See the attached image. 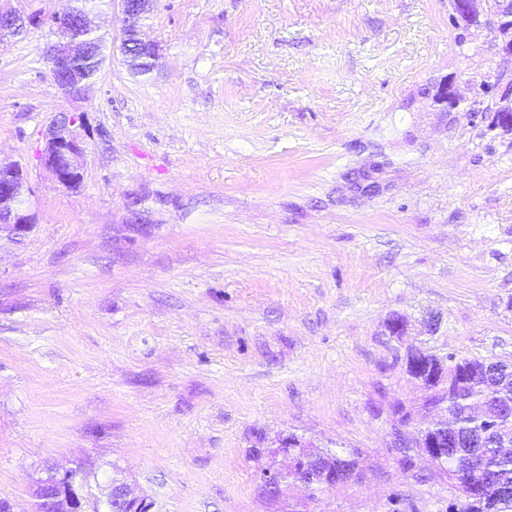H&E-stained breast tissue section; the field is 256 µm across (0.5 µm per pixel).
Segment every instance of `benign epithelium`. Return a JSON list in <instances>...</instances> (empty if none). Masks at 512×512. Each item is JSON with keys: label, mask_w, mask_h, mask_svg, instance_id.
<instances>
[{"label": "benign epithelium", "mask_w": 512, "mask_h": 512, "mask_svg": "<svg viewBox=\"0 0 512 512\" xmlns=\"http://www.w3.org/2000/svg\"><path fill=\"white\" fill-rule=\"evenodd\" d=\"M125 26L134 29V38L145 52L156 56L154 45L140 36L138 24L150 13L153 0H120ZM512 20V0H494V13L489 20V27L499 22ZM56 85L65 93L69 91H86L91 78L72 70L66 80L56 79ZM86 119L82 113H62L54 117L43 134L44 146L39 150L40 165L50 174L60 187L82 176L87 147L81 137ZM29 188L25 170L21 164L0 163V232L22 236L36 224L35 214L27 206L26 196ZM420 442L421 458L431 466H440L448 457V447L444 436L429 435L427 430L416 432ZM289 474L293 482L313 489L312 478L305 467L298 461H289L285 469H266L262 471V487L275 491L282 487V475ZM458 483L468 491L487 489L496 498L512 494V488L496 483L483 469L478 456L469 454L459 458ZM109 512H148L145 499L136 489L124 480L109 481L104 492ZM36 512H84L86 496L80 472L73 468H51L47 476L37 481L34 489Z\"/></svg>", "instance_id": "7a95c632"}]
</instances>
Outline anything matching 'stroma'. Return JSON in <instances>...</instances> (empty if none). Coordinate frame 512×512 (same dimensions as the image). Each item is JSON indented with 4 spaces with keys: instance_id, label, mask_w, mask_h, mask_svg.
I'll return each mask as SVG.
<instances>
[{
    "instance_id": "stroma-1",
    "label": "stroma",
    "mask_w": 512,
    "mask_h": 512,
    "mask_svg": "<svg viewBox=\"0 0 512 512\" xmlns=\"http://www.w3.org/2000/svg\"><path fill=\"white\" fill-rule=\"evenodd\" d=\"M100 11L115 45L79 98L49 25L0 43V161L36 215L0 236V500L34 512L58 465L97 512L116 470L150 512H446L390 408L431 422L411 350L512 360V132L438 96L512 57L450 0H156L135 76L120 0ZM59 112L86 117L74 192L37 160ZM291 434L357 478L265 497Z\"/></svg>"
}]
</instances>
